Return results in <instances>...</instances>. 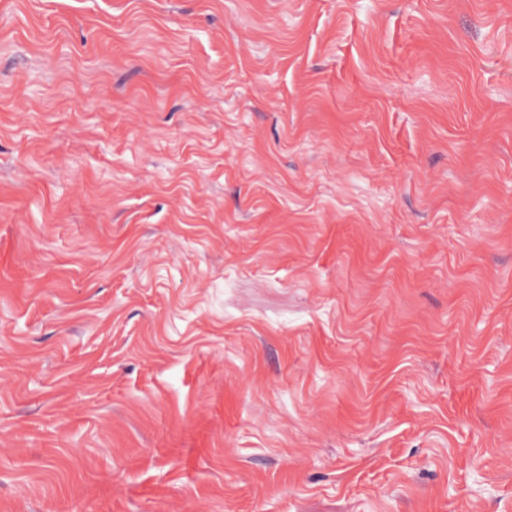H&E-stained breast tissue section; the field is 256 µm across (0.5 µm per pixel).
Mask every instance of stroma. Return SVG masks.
Instances as JSON below:
<instances>
[{
    "mask_svg": "<svg viewBox=\"0 0 512 512\" xmlns=\"http://www.w3.org/2000/svg\"><path fill=\"white\" fill-rule=\"evenodd\" d=\"M0 512H512V0H0Z\"/></svg>",
    "mask_w": 512,
    "mask_h": 512,
    "instance_id": "stroma-1",
    "label": "stroma"
}]
</instances>
